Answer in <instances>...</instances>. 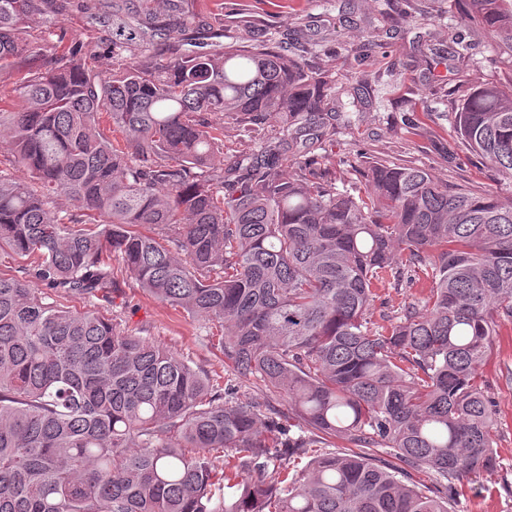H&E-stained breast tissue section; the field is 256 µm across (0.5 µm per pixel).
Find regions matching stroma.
<instances>
[{
	"label": "stroma",
	"mask_w": 512,
	"mask_h": 512,
	"mask_svg": "<svg viewBox=\"0 0 512 512\" xmlns=\"http://www.w3.org/2000/svg\"><path fill=\"white\" fill-rule=\"evenodd\" d=\"M205 16L224 20L225 41H300L301 64L333 71L339 85L357 88L362 117L341 129L318 162L337 185L361 182L375 162L430 171L450 185L512 197V177L475 155L456 128L458 106L476 86L512 76V55L473 32L455 0H199ZM62 35L84 47L89 67L111 73L107 28L79 12L60 22ZM375 35L364 45L365 29ZM280 128L270 116L262 134ZM224 123L222 157L255 151L261 136ZM112 314L156 343L190 358L212 378L224 380V354L208 338V325L164 303L127 278L113 263ZM424 281L388 280L371 308L374 326L387 325L404 305H422ZM493 350L482 367L496 404L497 471L461 478L449 512H512V320L498 322Z\"/></svg>",
	"instance_id": "1"
}]
</instances>
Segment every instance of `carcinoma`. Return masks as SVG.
<instances>
[{"mask_svg": "<svg viewBox=\"0 0 512 512\" xmlns=\"http://www.w3.org/2000/svg\"><path fill=\"white\" fill-rule=\"evenodd\" d=\"M512 50V0H458ZM196 0H0V71L41 57L28 24L76 10L112 31L93 72L71 43L22 78L0 137V248L60 298L0 276V512H449L466 475L497 468L480 368L512 318V198L375 164L339 190L316 164L352 113L336 81L272 39L224 42ZM259 149L213 164L224 120ZM112 121L123 144L100 130ZM477 155L512 176V78L456 114ZM64 195L76 212H63ZM153 229V234L140 231ZM156 299L214 326L224 386L119 323L112 259ZM431 270L427 313L374 329L376 286ZM255 379L292 402L264 412ZM346 449L330 451V439ZM383 448L395 459L378 460ZM308 462L297 468L298 459ZM283 472L276 484L263 472ZM432 471L426 494L410 471Z\"/></svg>", "mask_w": 512, "mask_h": 512, "instance_id": "obj_1", "label": "carcinoma"}]
</instances>
